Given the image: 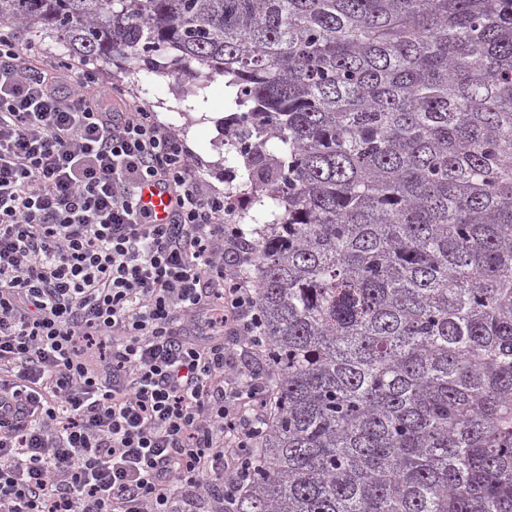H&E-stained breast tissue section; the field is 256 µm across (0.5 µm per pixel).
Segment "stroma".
<instances>
[{
	"label": "stroma",
	"instance_id": "1",
	"mask_svg": "<svg viewBox=\"0 0 512 512\" xmlns=\"http://www.w3.org/2000/svg\"><path fill=\"white\" fill-rule=\"evenodd\" d=\"M13 32L21 51L37 68H46L69 54L63 42L40 29L17 26ZM90 66L110 91L149 103L158 121L175 130L190 149L201 178L213 190L234 198L232 223H241L246 217L260 225L269 221L268 208L254 203L247 192L244 159L227 145L224 121L235 105L223 78H215L204 90L193 92L181 87L173 76L141 62L127 64L123 75L118 74L114 63L94 60Z\"/></svg>",
	"mask_w": 512,
	"mask_h": 512
}]
</instances>
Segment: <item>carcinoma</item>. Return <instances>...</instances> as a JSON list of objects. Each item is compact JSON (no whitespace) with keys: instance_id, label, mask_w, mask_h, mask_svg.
Instances as JSON below:
<instances>
[{"instance_id":"cac0c4a2","label":"carcinoma","mask_w":512,"mask_h":512,"mask_svg":"<svg viewBox=\"0 0 512 512\" xmlns=\"http://www.w3.org/2000/svg\"><path fill=\"white\" fill-rule=\"evenodd\" d=\"M224 77L270 420L235 512H512V0H0Z\"/></svg>"}]
</instances>
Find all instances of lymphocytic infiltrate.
<instances>
[{
	"mask_svg": "<svg viewBox=\"0 0 512 512\" xmlns=\"http://www.w3.org/2000/svg\"><path fill=\"white\" fill-rule=\"evenodd\" d=\"M171 194L166 223L139 203ZM150 107L0 31V512H203L247 489L264 378L249 253ZM236 262L228 266L225 254ZM236 343V337L235 336H225L224 335V344L229 345L230 347H233ZM234 355L233 359L231 360V369L229 370L227 368L226 376L224 371V380L226 382H230L233 380L234 375L236 373H247L248 371L254 369L257 367L255 364V361L246 353H242L241 349L239 347L234 346ZM229 373V375H227Z\"/></svg>",
	"mask_w": 512,
	"mask_h": 512,
	"instance_id": "f902f5d3",
	"label": "lymphocytic infiltrate"
}]
</instances>
